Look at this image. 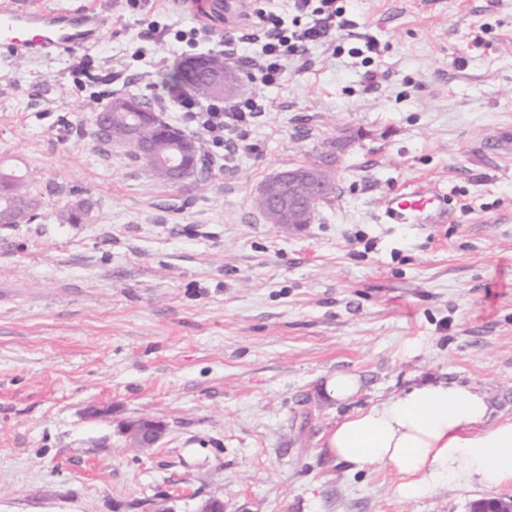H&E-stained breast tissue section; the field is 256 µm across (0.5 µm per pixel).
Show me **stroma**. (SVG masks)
<instances>
[{
  "instance_id": "35a3bbf8",
  "label": "stroma",
  "mask_w": 512,
  "mask_h": 512,
  "mask_svg": "<svg viewBox=\"0 0 512 512\" xmlns=\"http://www.w3.org/2000/svg\"><path fill=\"white\" fill-rule=\"evenodd\" d=\"M93 3L98 46L0 58V167L37 202L30 223L0 224V512H468L490 497L472 481L402 499L325 441L418 383L471 386L512 418V0H349L375 83L352 39L312 47L211 149L203 192L156 181L80 109L131 93L184 127L163 77L194 51L149 25L194 19L179 0ZM322 155L330 202L299 231L265 223L264 181ZM414 181L448 193L447 223H384L386 195ZM337 373L360 379L350 402L324 394ZM144 416L167 431L139 452L123 427Z\"/></svg>"
}]
</instances>
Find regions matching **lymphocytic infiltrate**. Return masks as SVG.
<instances>
[{
  "mask_svg": "<svg viewBox=\"0 0 512 512\" xmlns=\"http://www.w3.org/2000/svg\"><path fill=\"white\" fill-rule=\"evenodd\" d=\"M289 8L293 14L289 24L273 10L256 15L262 40L258 51L246 61L259 95L201 101L181 89L169 90V101L183 112L190 130L202 134L205 146L223 147L238 129L264 112L262 90L282 85L289 63L310 64L311 47L332 46L337 33L351 27L340 0H289Z\"/></svg>",
  "mask_w": 512,
  "mask_h": 512,
  "instance_id": "f902f5d3",
  "label": "lymphocytic infiltrate"
}]
</instances>
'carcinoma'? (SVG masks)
I'll list each match as a JSON object with an SVG mask.
<instances>
[{"instance_id":"carcinoma-1","label":"carcinoma","mask_w":512,"mask_h":512,"mask_svg":"<svg viewBox=\"0 0 512 512\" xmlns=\"http://www.w3.org/2000/svg\"><path fill=\"white\" fill-rule=\"evenodd\" d=\"M210 70L221 78V88L214 92L201 91L194 74L189 70V61L174 67L165 77L164 82L177 85L179 88L203 99L235 96L245 90V82L239 71L230 65L224 55L214 54L205 57ZM112 128L121 131V135L105 137V141L120 144L127 148L128 155L140 163L152 176L163 183L171 182L162 159L178 153L183 148L187 135L177 128H172L161 140L156 137V127L166 125L161 116L148 103L136 95H122L112 98ZM159 141V148L146 158L140 151L139 143L147 139ZM215 161L204 153L200 142H195V157L187 159L181 177H187L194 189H201L208 180V172ZM0 186L7 193L0 195V223L24 224L31 220L33 203L21 192L17 176L11 172L0 171Z\"/></svg>"}]
</instances>
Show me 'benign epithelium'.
<instances>
[{
  "mask_svg": "<svg viewBox=\"0 0 512 512\" xmlns=\"http://www.w3.org/2000/svg\"><path fill=\"white\" fill-rule=\"evenodd\" d=\"M196 71L202 83L200 89L207 91L219 87L218 78L207 68L205 60L196 62ZM278 183L288 184V196L278 197L262 191L259 193V204L263 210L279 217L288 215L289 227L299 229L310 223L314 213V202L321 201L331 190V182L317 170L304 167L292 168L286 172L273 175ZM165 425L153 418H143L124 426L123 433L132 446L136 448H155L164 435ZM469 512H512V496L494 497L475 501Z\"/></svg>",
  "mask_w": 512,
  "mask_h": 512,
  "instance_id": "7a95c632",
  "label": "benign epithelium"
}]
</instances>
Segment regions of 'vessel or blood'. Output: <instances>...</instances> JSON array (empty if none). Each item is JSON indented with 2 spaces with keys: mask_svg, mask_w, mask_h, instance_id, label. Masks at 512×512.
Returning <instances> with one entry per match:
<instances>
[{
  "mask_svg": "<svg viewBox=\"0 0 512 512\" xmlns=\"http://www.w3.org/2000/svg\"><path fill=\"white\" fill-rule=\"evenodd\" d=\"M181 8L200 23L219 29L242 17L250 0H181ZM106 21L93 5L50 9L41 0H0V55L75 53L94 47ZM383 212L393 224H442L448 219V196L420 184L388 194Z\"/></svg>",
  "mask_w": 512,
  "mask_h": 512,
  "instance_id": "b4317fda",
  "label": "vessel or blood"
}]
</instances>
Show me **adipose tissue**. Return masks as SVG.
I'll use <instances>...</instances> for the list:
<instances>
[{"instance_id": "adipose-tissue-1", "label": "adipose tissue", "mask_w": 512, "mask_h": 512, "mask_svg": "<svg viewBox=\"0 0 512 512\" xmlns=\"http://www.w3.org/2000/svg\"><path fill=\"white\" fill-rule=\"evenodd\" d=\"M486 393L455 383L423 384L357 410L332 428L337 460L394 475L406 500L442 482L512 486V419L492 421Z\"/></svg>"}]
</instances>
